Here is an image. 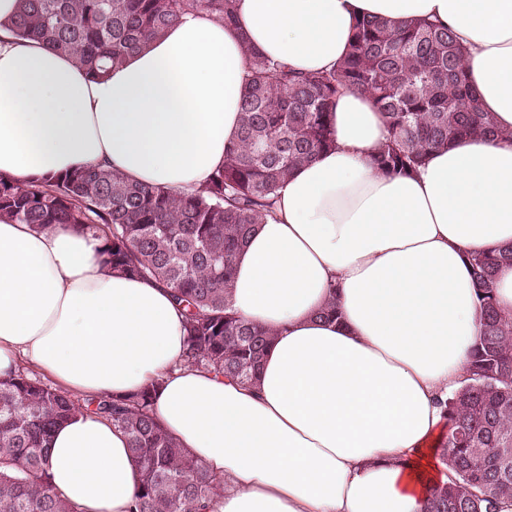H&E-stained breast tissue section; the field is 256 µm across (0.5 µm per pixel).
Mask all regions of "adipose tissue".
I'll return each instance as SVG.
<instances>
[{"mask_svg":"<svg viewBox=\"0 0 512 512\" xmlns=\"http://www.w3.org/2000/svg\"><path fill=\"white\" fill-rule=\"evenodd\" d=\"M228 28L189 14L91 79L17 40L0 0V176L89 164L205 185L236 139L246 48L299 72L343 57L355 19L429 18L467 47L500 138L463 137L411 175L370 156L369 98L336 101V146L300 166L235 263L234 311L275 336L249 387L184 366V317L163 285L113 271L102 242L0 217V377L29 369L81 399L161 380V425L224 480L209 512H423L447 481L445 402L479 331L469 254L512 243V0H238ZM341 313L319 318L328 299ZM52 482L82 512H129L140 471L124 433L81 413L50 442Z\"/></svg>","mask_w":512,"mask_h":512,"instance_id":"ef3b65f1","label":"adipose tissue"}]
</instances>
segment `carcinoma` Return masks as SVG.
Masks as SVG:
<instances>
[{"mask_svg": "<svg viewBox=\"0 0 512 512\" xmlns=\"http://www.w3.org/2000/svg\"><path fill=\"white\" fill-rule=\"evenodd\" d=\"M235 0H18L11 29L68 54L95 80L190 13L232 25ZM466 49L427 18L355 22L344 57L300 73L247 53L240 134L224 167L192 192L134 183L103 165L24 185L0 178V214L38 231L59 226L103 239L112 269L156 282L184 304L185 364L241 382L257 380L271 332L231 304L238 251L274 214L299 166L333 148V112L345 92L369 96L388 135L372 160L408 175L464 136L499 137L465 75ZM471 267L481 329L468 383L448 398V482L425 512H498L512 499V317L496 306L493 281L512 266V244L475 253ZM156 381L131 396L88 403L23 371L0 379V512H81L52 484L49 438L90 410L125 433L140 470L130 512H207L224 479L205 467L150 412Z\"/></svg>", "mask_w": 512, "mask_h": 512, "instance_id": "cac0c4a2", "label": "carcinoma"}]
</instances>
